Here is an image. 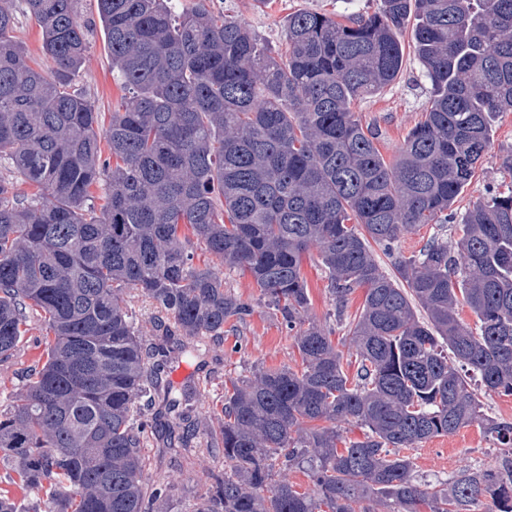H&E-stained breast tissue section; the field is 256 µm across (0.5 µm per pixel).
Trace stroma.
<instances>
[{"label":"stroma","mask_w":512,"mask_h":512,"mask_svg":"<svg viewBox=\"0 0 512 512\" xmlns=\"http://www.w3.org/2000/svg\"><path fill=\"white\" fill-rule=\"evenodd\" d=\"M211 11L242 20L263 41L272 54L284 52L289 14L314 10L327 14L368 15L378 8V0H267L265 5L253 0H207ZM82 21L89 26L88 57L76 80L79 91L91 100L97 111L110 116L120 109L125 95L122 83L110 65L105 49L97 0H79ZM400 41L404 53L403 71L391 84L359 100L354 110L363 125L378 134L377 147L386 162H395L410 130L425 117L431 83L414 52L410 31H403ZM493 143L485 153L473 178L459 196L455 209L464 213L475 202L486 198L489 190L512 188V173L501 166V157L512 149V113L499 116L494 123ZM302 272L310 299L308 318L335 329L337 336L347 330L337 319L336 304L329 294L317 254L306 255ZM224 286L255 311L243 324L228 327L223 337L199 338V355L189 359L178 348L185 338L180 333L165 334L157 326L158 312L145 300L135 299L127 309L135 329L150 343L165 346L172 358L169 377L175 386L189 389L212 418H220L224 406V382L228 378L250 375L257 367L280 368L299 364L294 338L279 313L269 308L249 274L228 270ZM44 351L38 323H31L17 358L0 363V410L8 407L25 384L24 368L39 360ZM148 419L154 425L150 456L162 461L150 469V481L165 486L167 512H195L215 477L224 474V455L195 448L181 453L165 452L168 415L151 410ZM420 482L437 485L448 481L461 468H484L494 463L497 452L492 441L475 425L456 433L422 442L412 452Z\"/></svg>","instance_id":"obj_1"}]
</instances>
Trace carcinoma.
I'll use <instances>...</instances> for the list:
<instances>
[{
	"instance_id": "obj_1",
	"label": "carcinoma",
	"mask_w": 512,
	"mask_h": 512,
	"mask_svg": "<svg viewBox=\"0 0 512 512\" xmlns=\"http://www.w3.org/2000/svg\"><path fill=\"white\" fill-rule=\"evenodd\" d=\"M23 2L55 67L28 63L16 0H0V158L33 188L21 197L0 177V362L30 317L45 361L0 411V464L44 509L0 488V512H152L163 489L146 477L142 409L158 399L181 446L200 434L224 453L196 512H356L364 500L471 512L483 498L512 512V420L485 414L474 391L512 395V191L461 215L454 251L434 242L387 274L372 250L448 220L494 117L512 112V0H379L343 21L300 11L278 56L202 0L181 15L168 0H97L126 91L106 126L75 88L88 59L77 0ZM411 17L433 95L388 164L352 104L401 74ZM312 247L339 306L365 290L347 354L307 322ZM220 267L250 274L295 332L301 369L230 381L215 426L126 308L142 297L190 340L222 336L254 307L224 289ZM344 423L363 439L346 440ZM473 424L498 445L494 465L419 483L405 451ZM299 465L303 492L286 476Z\"/></svg>"
}]
</instances>
